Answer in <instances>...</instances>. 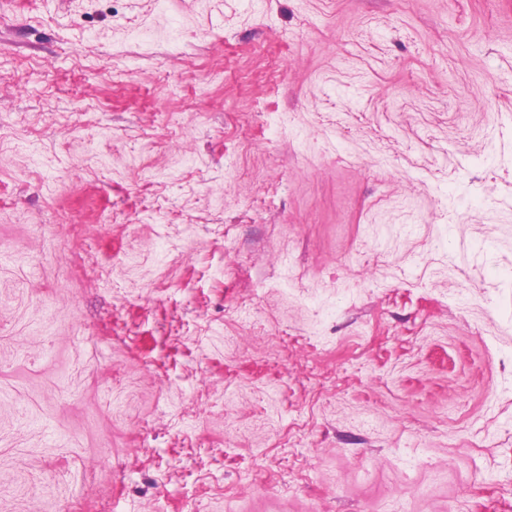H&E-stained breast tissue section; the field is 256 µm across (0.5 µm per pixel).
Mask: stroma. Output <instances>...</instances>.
Listing matches in <instances>:
<instances>
[{
  "mask_svg": "<svg viewBox=\"0 0 512 512\" xmlns=\"http://www.w3.org/2000/svg\"><path fill=\"white\" fill-rule=\"evenodd\" d=\"M512 512V0H0V512Z\"/></svg>",
  "mask_w": 512,
  "mask_h": 512,
  "instance_id": "stroma-1",
  "label": "stroma"
}]
</instances>
